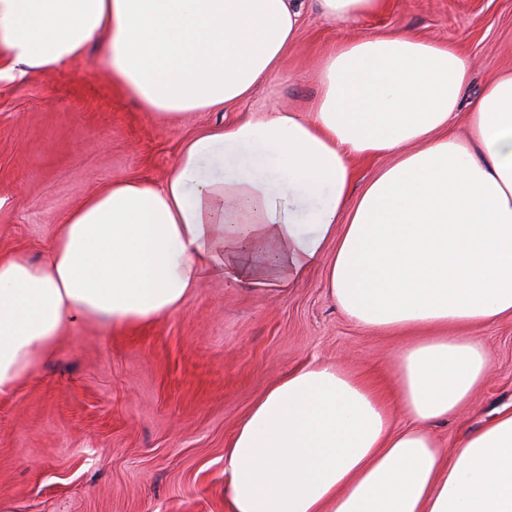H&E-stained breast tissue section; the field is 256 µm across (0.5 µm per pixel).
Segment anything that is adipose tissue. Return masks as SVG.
Returning a JSON list of instances; mask_svg holds the SVG:
<instances>
[{
    "label": "adipose tissue",
    "mask_w": 512,
    "mask_h": 512,
    "mask_svg": "<svg viewBox=\"0 0 512 512\" xmlns=\"http://www.w3.org/2000/svg\"><path fill=\"white\" fill-rule=\"evenodd\" d=\"M302 0H0V80L105 40L113 85L158 118L219 110L275 75ZM309 116L281 109L184 141L160 182L113 181L56 228L48 262L0 255V396L76 323L130 330L207 279L284 291L319 264L356 324L421 332L392 390L330 363L288 372L224 456L229 512H512V410L446 454L431 435L484 380L468 328L512 318V71L408 31L333 46ZM467 111L470 135L448 128ZM397 160L354 193L357 160ZM406 421L394 426L391 401Z\"/></svg>",
    "instance_id": "obj_1"
}]
</instances>
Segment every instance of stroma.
Returning <instances> with one entry per match:
<instances>
[{
  "mask_svg": "<svg viewBox=\"0 0 512 512\" xmlns=\"http://www.w3.org/2000/svg\"><path fill=\"white\" fill-rule=\"evenodd\" d=\"M411 31L456 46L470 91L512 70V0H388L352 22L306 5L280 71L246 99L178 121L116 92L90 47L55 71L0 81V255L45 260L58 224L87 196L126 177L159 180L182 140L277 108L305 111L316 71L346 38ZM491 369L471 400L434 427L452 453L466 428L512 402V318L472 328ZM395 336L350 321L324 267L285 294L204 281L179 310L130 331L72 326L54 356L0 398V507L5 512H228L224 454L238 425L288 371L315 362L387 383Z\"/></svg>",
  "mask_w": 512,
  "mask_h": 512,
  "instance_id": "1",
  "label": "stroma"
}]
</instances>
